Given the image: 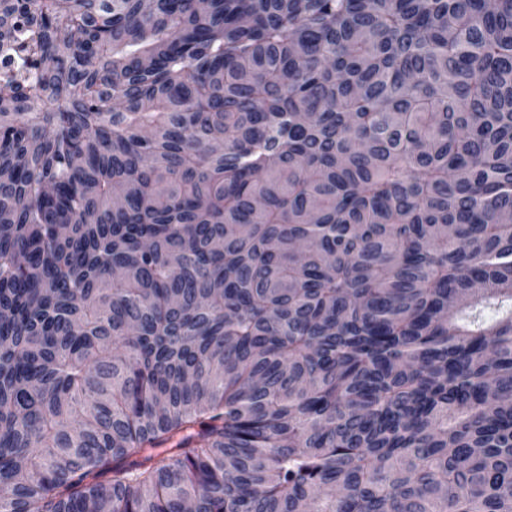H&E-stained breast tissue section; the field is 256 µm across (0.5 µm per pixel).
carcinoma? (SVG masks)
Segmentation results:
<instances>
[{"mask_svg":"<svg viewBox=\"0 0 512 512\" xmlns=\"http://www.w3.org/2000/svg\"><path fill=\"white\" fill-rule=\"evenodd\" d=\"M512 512V0H0V512Z\"/></svg>","mask_w":512,"mask_h":512,"instance_id":"carcinoma-1","label":"carcinoma"}]
</instances>
